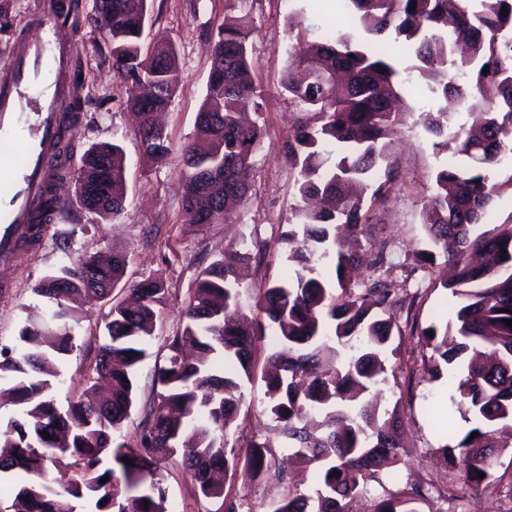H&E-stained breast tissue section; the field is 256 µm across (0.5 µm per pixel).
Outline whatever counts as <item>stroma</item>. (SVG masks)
I'll list each match as a JSON object with an SVG mask.
<instances>
[{
    "mask_svg": "<svg viewBox=\"0 0 512 512\" xmlns=\"http://www.w3.org/2000/svg\"><path fill=\"white\" fill-rule=\"evenodd\" d=\"M35 3L36 0H8L7 13L0 18V73L7 69L8 49L15 38H39V29L30 22ZM247 10L254 30L253 61L263 96L261 121L266 135L256 153L252 189L227 224L183 223L179 154L180 147L196 135V115L210 75L211 48L224 21V0H154L152 4V28L175 44L184 76L172 105L163 114L172 153L161 163L143 155L134 135V117L121 80L112 69L108 42L86 24L78 30L65 28L59 33L60 39L70 44L72 56L82 62L80 92L84 105L71 133L76 155L66 165L76 168L79 154L93 145L120 143L126 156V206L110 221H98L72 204L67 181H60L58 194L65 201L63 212L44 225L35 242L22 244L10 264L0 265V348L14 347L20 327L40 318L42 309L34 287L71 257L119 252L128 260L127 279L162 280L166 293L159 305L160 318L139 365L136 405L123 425L125 439L132 445L153 408V373L156 363L164 358L165 338L178 329L184 318L198 271L231 243L250 238L263 241L266 251L261 261L253 263L244 276L242 304L248 310L254 306L257 287L289 276L279 239L296 203V171L284 143L301 114L278 86L289 64L291 9L288 0H247ZM303 24L313 40L334 29L350 32L355 27L350 17L327 8L326 0H310ZM404 95L413 112L393 143L401 162V179L390 202L378 208L370 228L373 239L387 242L397 263L426 249L421 200L431 194L436 170L450 159L449 154L436 153L432 136L418 123L419 112L437 111L439 100L416 79L405 85ZM388 282L397 296L418 293L414 312L424 327L434 322L446 323L458 303L451 291L429 287L419 274L408 280L397 270L390 274ZM105 312V306L98 302L86 306L74 349L60 366V381L54 392L59 405L78 397L93 372L97 347L105 334ZM389 362L399 372L396 381L384 386L382 406L397 409L403 420L400 461L369 479L368 492L355 502V512H373L376 500L414 484L435 488L429 499L420 503L421 512H512V448L501 451L493 486L480 495L468 496L460 504L447 498V491H459L460 481L449 469L441 448L456 445L476 427L477 421L453 405L454 388L447 376L431 377L429 353L416 338L405 337ZM243 391L245 404L236 420L235 446L246 447L252 436L260 435L269 440L277 458H287L289 448L262 412L263 385L247 383ZM438 408L449 414L451 431L436 428L432 412ZM159 478L166 490L169 512H211L212 502L199 494L179 461L163 463Z\"/></svg>",
    "mask_w": 512,
    "mask_h": 512,
    "instance_id": "stroma-1",
    "label": "stroma"
}]
</instances>
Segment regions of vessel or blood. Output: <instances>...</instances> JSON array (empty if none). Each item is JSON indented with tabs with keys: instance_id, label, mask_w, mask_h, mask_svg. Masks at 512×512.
Masks as SVG:
<instances>
[{
	"instance_id": "b4317fda",
	"label": "vessel or blood",
	"mask_w": 512,
	"mask_h": 512,
	"mask_svg": "<svg viewBox=\"0 0 512 512\" xmlns=\"http://www.w3.org/2000/svg\"><path fill=\"white\" fill-rule=\"evenodd\" d=\"M68 0H38L31 21L39 42L13 45L0 78V168L9 189L0 195V265L12 261L28 234L47 182L45 163L63 132L62 103L73 89L70 52L57 38Z\"/></svg>"
}]
</instances>
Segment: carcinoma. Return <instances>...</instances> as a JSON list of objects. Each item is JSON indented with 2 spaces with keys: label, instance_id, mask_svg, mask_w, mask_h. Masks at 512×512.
Returning <instances> with one entry per match:
<instances>
[{
  "label": "carcinoma",
  "instance_id": "cac0c4a2",
  "mask_svg": "<svg viewBox=\"0 0 512 512\" xmlns=\"http://www.w3.org/2000/svg\"><path fill=\"white\" fill-rule=\"evenodd\" d=\"M149 2L94 0L84 16L73 0L71 15L74 27L87 22L111 43L112 69L126 84L136 67L163 53L152 80V111H142L141 97L129 90L137 137L148 135L152 112L164 111L183 82L174 44L158 32L145 37ZM341 2L355 11L357 32L309 41L298 31L302 51L291 57L280 83L308 116L285 144L297 169V203L281 236L293 276L258 287L254 312L247 313L239 307L238 267L261 257L264 243L231 244L198 273L186 321L167 338L164 364L155 370L150 418L132 447L122 441V427L135 405L138 365L154 335L165 287L145 279L128 286L135 303L111 300L95 357V372L108 379L109 390L61 409L51 390L57 361L72 351L83 319L86 281L112 295L127 259L115 254L90 274L76 256L49 272L45 279L69 288L61 295L41 284L34 288L49 316L25 322L19 346L0 351V399L20 408L0 424V474L22 476L0 512H87L89 504L93 512H167L157 472L161 462L175 458L204 498L220 502L214 512H243L244 505V498L224 495L212 479L216 470L242 476L247 486L270 472L288 483L261 439L227 450V427L244 405L242 382L252 380L257 343L269 330L277 345L261 376L264 413L295 456L317 472L318 483L309 494L288 489L265 512H352L351 503L366 492L376 469L398 462L400 421L396 411L380 409L379 394L396 376L395 367L386 366L385 349L407 334L431 351L432 375L448 368L458 408L478 421L473 440L443 446L447 462L466 488H488L496 449L512 447V326L505 323L512 319V224L480 230L500 195L485 171L512 160V0ZM225 4L197 135L181 152L186 224L224 221L248 196L247 173L264 137L259 121L241 110L252 99L254 112H261L246 0ZM389 34L414 56L405 72L385 41ZM406 73L440 101L475 117L454 128L445 106L421 113L434 148L467 161L436 172L420 211L429 249L402 265L407 276L421 270L433 284L437 256L455 268L454 280L442 287L461 305L443 328H421L415 318L401 322L398 311L413 309L416 297L393 295L381 274L393 268L386 247L367 238L372 208L389 200L400 179L391 145L406 125L407 112L396 108ZM170 152L163 132L144 155L163 162ZM78 171L86 180L75 184L76 196L93 186L104 199L95 215L107 221L124 211L120 145L88 149ZM62 173L55 164L49 168L30 224L32 239L60 208L52 182ZM424 498L419 488L404 489L375 503L374 512H420L415 503Z\"/></svg>",
  "mask_w": 512,
  "mask_h": 512
}]
</instances>
